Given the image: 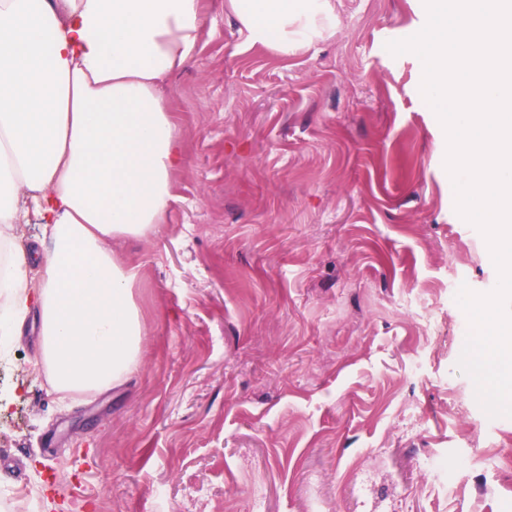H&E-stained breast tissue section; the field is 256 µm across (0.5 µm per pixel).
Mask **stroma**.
<instances>
[{
    "mask_svg": "<svg viewBox=\"0 0 512 512\" xmlns=\"http://www.w3.org/2000/svg\"><path fill=\"white\" fill-rule=\"evenodd\" d=\"M283 56L202 0L163 95L186 143L137 266L141 367L64 403L33 339L0 354V512H512V417L458 367L460 285L493 290L455 210L418 56L423 0H332Z\"/></svg>",
    "mask_w": 512,
    "mask_h": 512,
    "instance_id": "stroma-1",
    "label": "stroma"
}]
</instances>
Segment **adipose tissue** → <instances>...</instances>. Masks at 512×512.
I'll return each mask as SVG.
<instances>
[{
	"instance_id": "obj_1",
	"label": "adipose tissue",
	"mask_w": 512,
	"mask_h": 512,
	"mask_svg": "<svg viewBox=\"0 0 512 512\" xmlns=\"http://www.w3.org/2000/svg\"><path fill=\"white\" fill-rule=\"evenodd\" d=\"M246 44L323 33L331 0H224ZM201 0H0V350L38 317L37 366L61 398L140 368L136 267L115 238L164 223L184 144L161 87L193 58ZM37 217L50 247L11 245Z\"/></svg>"
}]
</instances>
